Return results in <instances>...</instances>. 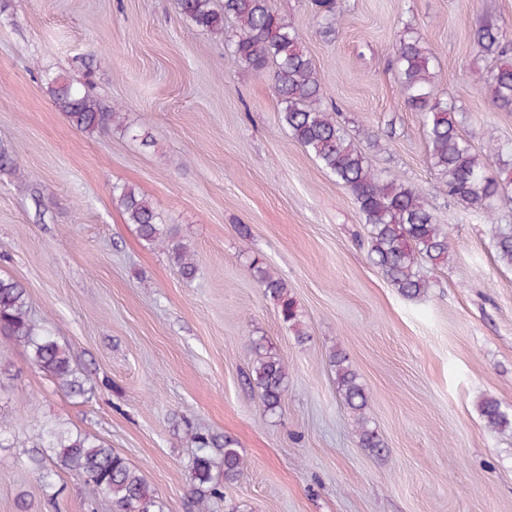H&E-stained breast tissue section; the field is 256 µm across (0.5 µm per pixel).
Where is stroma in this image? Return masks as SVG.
Returning <instances> with one entry per match:
<instances>
[{
	"label": "stroma",
	"instance_id": "1",
	"mask_svg": "<svg viewBox=\"0 0 512 512\" xmlns=\"http://www.w3.org/2000/svg\"><path fill=\"white\" fill-rule=\"evenodd\" d=\"M325 37L312 0H271L301 34L349 134L373 165L425 193L448 227L445 265L410 300L369 258L354 198L289 135L270 75L184 18L176 0H0V276L65 344L88 393L30 367L0 335V512H112L61 472L48 503L22 444L61 423L139 468L164 512H195L185 424L230 436L247 467L212 512H512V435L488 429L489 397L512 411V268L484 213L449 201L428 161L422 117L393 65L400 39L436 55L440 96L462 109L474 147L512 144L476 29L512 44V0H338ZM64 74L120 105L130 133L78 132L54 105ZM157 206L194 255L184 282L166 251L127 224L114 184ZM283 279L299 329L253 277ZM288 366L276 412L249 381L250 346ZM347 355L387 446L359 445L330 357Z\"/></svg>",
	"mask_w": 512,
	"mask_h": 512
}]
</instances>
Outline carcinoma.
<instances>
[{"instance_id": "cac0c4a2", "label": "carcinoma", "mask_w": 512, "mask_h": 512, "mask_svg": "<svg viewBox=\"0 0 512 512\" xmlns=\"http://www.w3.org/2000/svg\"><path fill=\"white\" fill-rule=\"evenodd\" d=\"M180 13L197 27L215 36L224 35V20L237 24L232 39L234 56L258 73H269L281 105V121L291 137L311 154L321 168L354 196L369 234V255L390 284L406 298H418L430 288L421 264L448 260V231L437 222L428 198L411 185L388 178L373 167L364 151L351 139L336 114L322 105L323 86L318 70L304 49L299 32L272 8L270 0H176ZM322 20V32H335L340 11L337 0H314ZM477 48L503 63L491 73L492 105L512 112V62L505 59L499 28L485 24L475 31ZM396 66L406 106L422 116L428 140L431 169L445 187L448 198L493 218L494 202L506 186L512 185V146L494 137L477 150L464 136L466 117L442 99L434 83V55L410 36L397 49ZM55 106L78 131L93 135L112 130L129 132L117 106H105L89 90L64 76L49 86ZM113 191L125 215L141 240L167 251L190 282L197 267L187 245L172 229L161 223L153 202L129 185ZM498 261L512 268V224H500L494 236ZM254 275L279 309L289 326L299 325V316L287 285L267 269L253 264ZM0 334L8 336L28 352L30 365L45 373L58 387L73 395L86 393L70 350L47 330L40 329L29 315L26 289L20 283L0 277ZM336 386L353 413L355 432L361 447L380 454L385 444L369 424L368 395L350 361L341 352L331 357ZM251 376L260 390L267 411L279 408L286 388L287 367L272 349L251 346ZM480 414L488 428L512 433V413L493 398L479 402ZM195 453L191 465V491L205 512L209 501L223 496L224 484L235 481L245 465L237 442L228 437L194 432ZM31 469L44 486L53 488L57 471H75L84 478L94 497L112 501L113 512H163V503L143 473L101 440L57 425L43 427L32 448L26 450Z\"/></svg>"}]
</instances>
